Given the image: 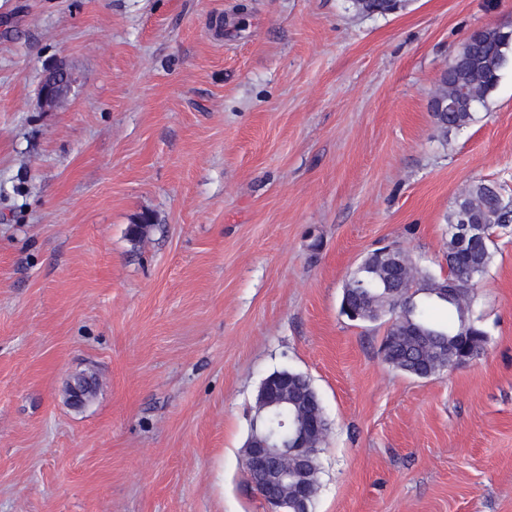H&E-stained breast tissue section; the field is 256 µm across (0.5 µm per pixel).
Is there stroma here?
<instances>
[{"mask_svg":"<svg viewBox=\"0 0 512 512\" xmlns=\"http://www.w3.org/2000/svg\"><path fill=\"white\" fill-rule=\"evenodd\" d=\"M495 25L512 0H0V512H267L242 449L282 368L330 426L312 512H512V232L453 371L340 312L383 244L444 274L469 185L512 197V68L477 122L431 114ZM402 0H350L352 7L360 14H386L400 8ZM71 86V75L64 67L52 69L49 78L44 80L39 89L43 106L54 108L63 102ZM396 324H392L386 331L380 347L383 362L394 370L404 374L425 378L428 373L420 369L410 358L406 357L403 351V343H391V336ZM384 354V355H383Z\"/></svg>","mask_w":512,"mask_h":512,"instance_id":"obj_1","label":"stroma"}]
</instances>
